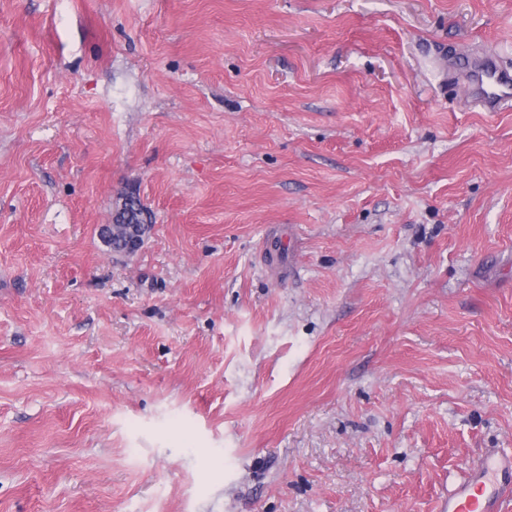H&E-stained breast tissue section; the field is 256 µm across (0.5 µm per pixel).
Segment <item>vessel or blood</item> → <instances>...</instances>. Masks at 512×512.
Here are the masks:
<instances>
[{
    "label": "vessel or blood",
    "mask_w": 512,
    "mask_h": 512,
    "mask_svg": "<svg viewBox=\"0 0 512 512\" xmlns=\"http://www.w3.org/2000/svg\"><path fill=\"white\" fill-rule=\"evenodd\" d=\"M471 96L488 112L512 104V73L486 60L472 64ZM512 492V455L493 456L472 468L467 480L448 495L444 512H500V497Z\"/></svg>",
    "instance_id": "vessel-or-blood-1"
}]
</instances>
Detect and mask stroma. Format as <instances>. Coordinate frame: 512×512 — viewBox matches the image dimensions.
Wrapping results in <instances>:
<instances>
[{
    "label": "stroma",
    "mask_w": 512,
    "mask_h": 512,
    "mask_svg": "<svg viewBox=\"0 0 512 512\" xmlns=\"http://www.w3.org/2000/svg\"><path fill=\"white\" fill-rule=\"evenodd\" d=\"M488 54L512 0H0V512H442L512 454ZM468 87L470 95L486 112H498L512 102V75L488 60L472 64ZM151 228L150 224H128L127 232L124 236L116 237L112 234V224L102 227L101 236L105 243H108L112 235V250L123 251V253H132L141 247L144 238L147 236ZM116 239L119 243H116Z\"/></svg>",
    "instance_id": "35a3bbf8"
}]
</instances>
